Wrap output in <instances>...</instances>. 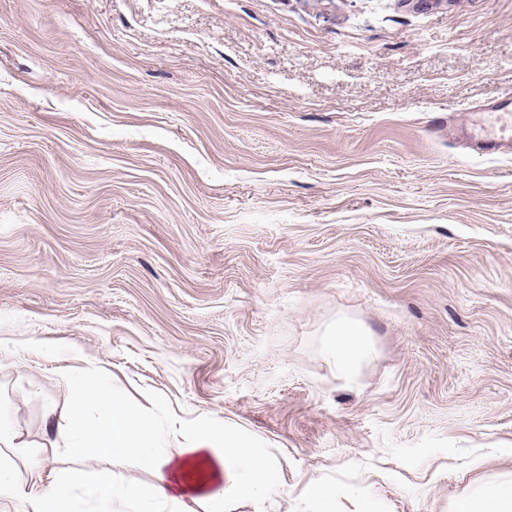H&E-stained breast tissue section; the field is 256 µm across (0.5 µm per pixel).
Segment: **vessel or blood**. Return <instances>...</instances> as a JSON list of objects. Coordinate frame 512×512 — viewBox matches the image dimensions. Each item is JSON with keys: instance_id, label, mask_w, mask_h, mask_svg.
I'll return each mask as SVG.
<instances>
[{"instance_id": "obj_1", "label": "vessel or blood", "mask_w": 512, "mask_h": 512, "mask_svg": "<svg viewBox=\"0 0 512 512\" xmlns=\"http://www.w3.org/2000/svg\"><path fill=\"white\" fill-rule=\"evenodd\" d=\"M482 120L477 124L459 122L457 114L437 118L438 129L448 130L470 150L487 157L512 154V91L480 104Z\"/></svg>"}]
</instances>
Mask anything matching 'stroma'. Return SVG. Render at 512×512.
I'll use <instances>...</instances> for the list:
<instances>
[{"label": "stroma", "mask_w": 512, "mask_h": 512, "mask_svg": "<svg viewBox=\"0 0 512 512\" xmlns=\"http://www.w3.org/2000/svg\"><path fill=\"white\" fill-rule=\"evenodd\" d=\"M510 90L512 0H0V416L45 461L20 482L150 488L71 453L88 379L155 446L245 442L266 512L512 478V155L434 128ZM340 318L372 333L350 381Z\"/></svg>", "instance_id": "1"}]
</instances>
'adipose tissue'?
<instances>
[{"label": "adipose tissue", "mask_w": 512, "mask_h": 512, "mask_svg": "<svg viewBox=\"0 0 512 512\" xmlns=\"http://www.w3.org/2000/svg\"><path fill=\"white\" fill-rule=\"evenodd\" d=\"M324 349L337 371L346 376L371 352L366 332L348 321L337 322L329 330ZM91 404L98 406V418H86L85 409ZM70 411L81 422L70 440L71 452L87 458H134L155 479L152 497L143 498L136 483L100 481L83 472L71 473L49 489L29 493L10 466L0 464V503L23 501L25 512H52L55 504L59 512H85L89 504L108 508L117 500L137 502L138 512H158L159 505L167 503L177 505L180 512H234L224 483L241 471L248 475L245 493L250 500L263 501L270 493L272 475L267 463L235 439L225 438L223 447L216 448L202 434L191 447L168 453L151 446V424L123 398L91 383L74 389ZM454 512H512V479L476 487L456 503Z\"/></svg>", "instance_id": "obj_1"}]
</instances>
